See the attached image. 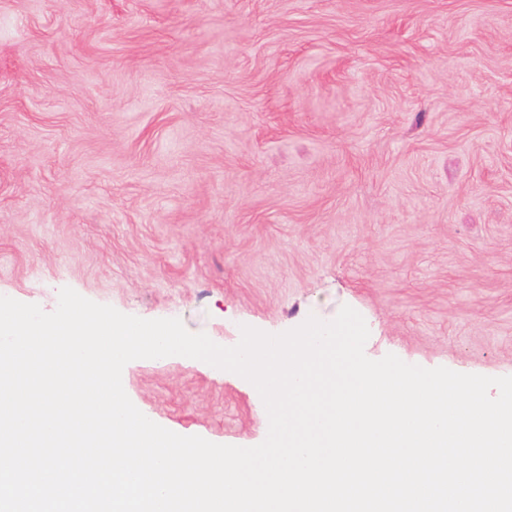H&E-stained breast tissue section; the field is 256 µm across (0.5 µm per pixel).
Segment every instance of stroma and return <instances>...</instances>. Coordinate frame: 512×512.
Segmentation results:
<instances>
[{
    "label": "stroma",
    "mask_w": 512,
    "mask_h": 512,
    "mask_svg": "<svg viewBox=\"0 0 512 512\" xmlns=\"http://www.w3.org/2000/svg\"><path fill=\"white\" fill-rule=\"evenodd\" d=\"M236 345L348 305L364 351L512 376V0H0V293ZM124 389L251 447L256 388Z\"/></svg>",
    "instance_id": "stroma-1"
}]
</instances>
